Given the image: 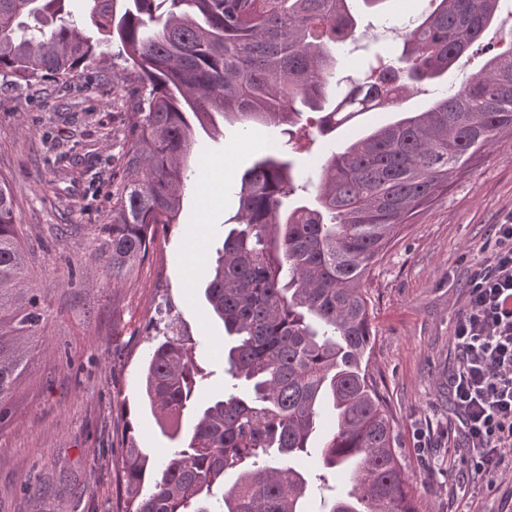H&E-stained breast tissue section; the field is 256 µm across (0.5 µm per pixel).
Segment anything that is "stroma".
Masks as SVG:
<instances>
[{"mask_svg": "<svg viewBox=\"0 0 512 512\" xmlns=\"http://www.w3.org/2000/svg\"><path fill=\"white\" fill-rule=\"evenodd\" d=\"M136 85L101 73L68 88L0 84V181L12 193L26 280L43 314L27 341L29 367L0 421V512H116L126 435L154 457L167 455L172 443L144 405L141 369L168 318L193 340L211 391L224 388V328L203 298L205 258L197 250L235 214L234 179L273 137L221 123L197 132L191 160L204 169L203 182L187 186L180 223L158 228L143 263L113 283L107 261L95 255L97 227L121 177ZM304 120L306 135L293 149L302 161L350 137L345 128L317 135L316 113ZM501 224H512V142L404 225L365 283L371 369L427 512H512V474H476L458 485L464 441L449 434L454 327Z\"/></svg>", "mask_w": 512, "mask_h": 512, "instance_id": "stroma-1", "label": "stroma"}]
</instances>
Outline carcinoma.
Listing matches in <instances>:
<instances>
[{
    "mask_svg": "<svg viewBox=\"0 0 512 512\" xmlns=\"http://www.w3.org/2000/svg\"><path fill=\"white\" fill-rule=\"evenodd\" d=\"M0 0V80L29 85L105 71L113 50L140 80L98 247L112 282L146 258L160 225L180 223L181 196L199 167L195 129L214 115L247 130L290 132L318 112L328 134L354 118L391 111L424 83L439 84L479 45L500 0H429L402 51L384 48L359 77L336 79L349 43L366 37L356 8L388 0ZM512 138V50L446 84L432 104L363 131L315 167L276 148L240 177L238 208L204 288L231 345L230 381L202 398L192 344L165 336L144 368L145 396L170 426L160 465L129 441L117 512H305L313 487L293 465L308 448L322 400L336 427L326 469L349 466L351 490L322 512H423L394 448L388 404L370 371V299L363 285L403 225L503 139ZM25 255L8 186L0 182V407L27 366L25 339L41 314L23 277ZM197 414L180 433L184 411ZM238 471L224 488V475Z\"/></svg>",
    "mask_w": 512,
    "mask_h": 512,
    "instance_id": "obj_1",
    "label": "carcinoma"
}]
</instances>
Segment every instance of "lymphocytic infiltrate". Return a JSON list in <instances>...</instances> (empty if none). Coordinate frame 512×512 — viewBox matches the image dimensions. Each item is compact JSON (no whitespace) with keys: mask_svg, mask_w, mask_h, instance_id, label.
Returning <instances> with one entry per match:
<instances>
[{"mask_svg":"<svg viewBox=\"0 0 512 512\" xmlns=\"http://www.w3.org/2000/svg\"><path fill=\"white\" fill-rule=\"evenodd\" d=\"M483 257L455 327L450 399L465 442L461 467L497 476L512 466V224Z\"/></svg>","mask_w":512,"mask_h":512,"instance_id":"obj_1","label":"lymphocytic infiltrate"}]
</instances>
